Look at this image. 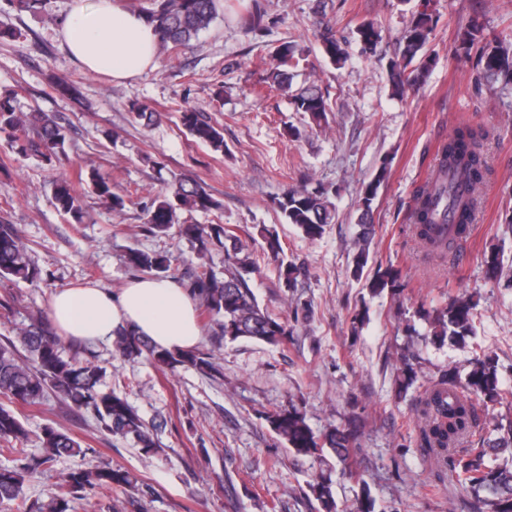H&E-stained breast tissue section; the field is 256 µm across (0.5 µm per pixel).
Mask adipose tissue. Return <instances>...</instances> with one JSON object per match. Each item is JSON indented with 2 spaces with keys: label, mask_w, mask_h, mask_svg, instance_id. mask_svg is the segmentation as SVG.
<instances>
[{
  "label": "adipose tissue",
  "mask_w": 512,
  "mask_h": 512,
  "mask_svg": "<svg viewBox=\"0 0 512 512\" xmlns=\"http://www.w3.org/2000/svg\"><path fill=\"white\" fill-rule=\"evenodd\" d=\"M63 44L84 70L123 82L154 64L158 37L145 15L117 0H75ZM49 315L59 334L83 343L111 340L124 328L171 351L192 349L201 338L191 294L169 278L138 277L116 293L63 288L52 294Z\"/></svg>",
  "instance_id": "obj_1"
}]
</instances>
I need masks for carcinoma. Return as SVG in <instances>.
<instances>
[{
    "label": "carcinoma",
    "mask_w": 512,
    "mask_h": 512,
    "mask_svg": "<svg viewBox=\"0 0 512 512\" xmlns=\"http://www.w3.org/2000/svg\"><path fill=\"white\" fill-rule=\"evenodd\" d=\"M19 13L38 14L46 11L48 0H7ZM220 0H152L144 15L154 24L159 43L158 51L184 46L207 30L219 14ZM265 14L256 6L242 18V27L248 33L264 29ZM433 31L432 16L427 11L413 15L403 37L401 58L389 65L391 95L401 97L406 89L424 80L431 60L420 56ZM363 50H374L380 32L372 22L362 23L355 32ZM460 46L465 52L478 47V65L483 79L488 82L508 81L512 76V55L506 47L483 42V28L470 25L459 34ZM323 50L329 60L341 66L347 61L345 49L335 35H323ZM297 45L284 41L275 53V65L269 78L282 88L291 86L290 69L298 64ZM14 95L0 97V140L5 141L20 157L36 155L48 163L56 162L66 151L67 130L55 113L16 111ZM296 111L308 115L311 123L319 125L326 113L332 111L328 98L315 84L302 88L293 95ZM181 122L198 142L215 152H224V129L217 123L202 119L192 109L182 112ZM490 131L485 128L460 126L448 136L439 148L431 182L413 191V219L415 235L431 253L443 254L454 242L467 233L478 208V190L490 173L485 145ZM386 168L367 184L359 194L358 224L360 233L355 242L351 275L362 278L369 262V246L374 237L373 204L386 178ZM86 182L91 193L112 203V209L124 207V200L112 192V180L92 168ZM331 194L324 187L291 188L277 199L276 204L286 222L293 224L310 239H318L325 227L332 223L335 206ZM55 208L81 221V198L71 181H55L53 186ZM189 208L210 212L221 208L200 181L176 178L170 189L161 191L147 208L148 224L155 233H165L178 223L177 211ZM181 234L198 243L202 255L214 248L224 250V279L202 269L195 273L191 287L221 331V336L236 340L249 338L270 345H282L288 339V324L260 309L246 279L256 260L243 253V246L235 233L222 224H183ZM126 262L138 271L153 273L161 278L168 272L166 257L140 249H132ZM22 281L36 285L41 281V269L32 261L17 225L0 216V281ZM399 274L389 268L378 272L370 288L380 293L386 288L398 287ZM475 305L469 299L451 300L437 315L434 335L446 336L452 341H463L473 331ZM113 347L128 360L149 356L174 369L191 365L201 371H213L211 358L194 350L173 353L159 348L145 336L134 331H120ZM105 370L92 360L80 361L63 355L61 336L49 317H31L16 327V337L0 339V398L11 403L29 406L43 404L48 398L76 411L90 413L111 435L130 437L146 454L158 449L155 440L157 427L147 426L137 412L115 391L101 389ZM485 404H500L512 397L502 388L497 364L490 358L478 359L473 368L462 377L449 370L428 386L421 400L423 420L421 436L424 445L448 467L458 483L472 495L470 512H512V466L500 460L504 453L512 455V427L494 425L500 436L479 439L478 446L461 450L458 445L472 436L474 413L472 397ZM273 431L289 447L302 456L324 462L325 453L335 456L344 472L354 475L351 459L356 449L351 447L352 433L333 428L323 434L315 433L306 422L303 412L296 407L267 416ZM28 430L13 410L0 405V454L15 457L17 465L0 468V503L23 501L28 479L43 472L47 464L62 455L86 458L89 449L71 433L47 425L42 430L43 454H30L24 448ZM309 487L320 502L322 512H336L331 481L320 475ZM118 491L123 495L149 498L153 487L137 474L109 464L94 465L85 461L77 468L62 474L48 491L46 500L23 512H71L72 503L97 491Z\"/></svg>",
    "instance_id": "carcinoma-1"
}]
</instances>
